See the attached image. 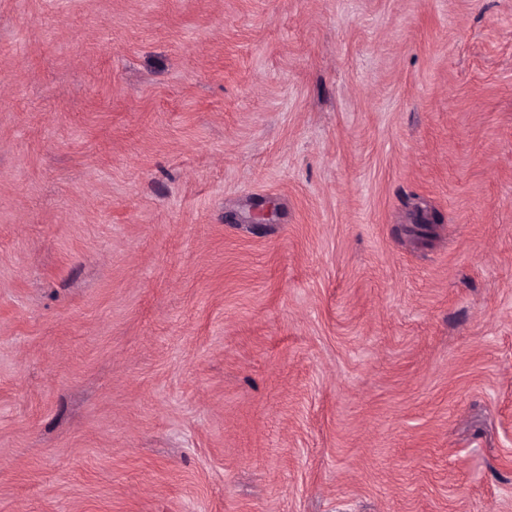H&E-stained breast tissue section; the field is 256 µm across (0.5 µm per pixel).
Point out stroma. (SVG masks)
<instances>
[{
  "label": "stroma",
  "mask_w": 512,
  "mask_h": 512,
  "mask_svg": "<svg viewBox=\"0 0 512 512\" xmlns=\"http://www.w3.org/2000/svg\"><path fill=\"white\" fill-rule=\"evenodd\" d=\"M0 512H512V0H0Z\"/></svg>",
  "instance_id": "stroma-1"
}]
</instances>
